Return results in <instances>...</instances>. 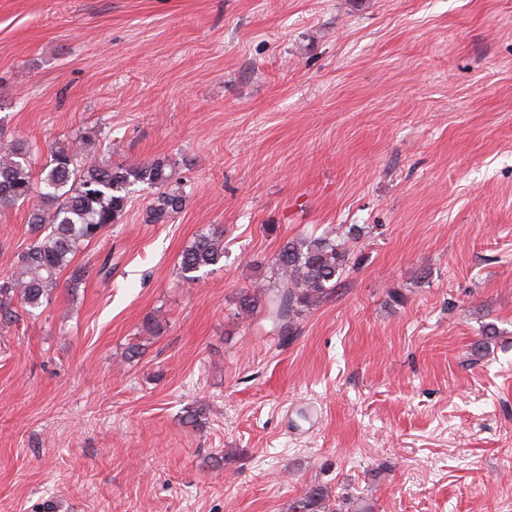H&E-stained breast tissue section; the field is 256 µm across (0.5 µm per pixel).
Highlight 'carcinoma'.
I'll return each mask as SVG.
<instances>
[{"instance_id":"obj_1","label":"carcinoma","mask_w":512,"mask_h":512,"mask_svg":"<svg viewBox=\"0 0 512 512\" xmlns=\"http://www.w3.org/2000/svg\"><path fill=\"white\" fill-rule=\"evenodd\" d=\"M32 145L15 140L0 152V210L27 200L32 192ZM40 203L28 217L32 243L19 258L20 273L0 280V321L16 317L13 303L31 310L51 300L61 274L70 271L74 286L84 277L72 266L82 247L102 237L126 211L137 187L156 190L149 209L153 223H164L185 206L183 181L160 158L137 164L109 165L96 160L84 140L61 146L41 168ZM224 231L213 227L184 248L179 276L194 283L201 274L224 266ZM345 240L330 235L296 237L281 244L268 263V284L243 289L238 314L262 312L282 336L294 334L299 321L329 296L352 269ZM292 512H342L339 502L320 487L296 500Z\"/></svg>"}]
</instances>
